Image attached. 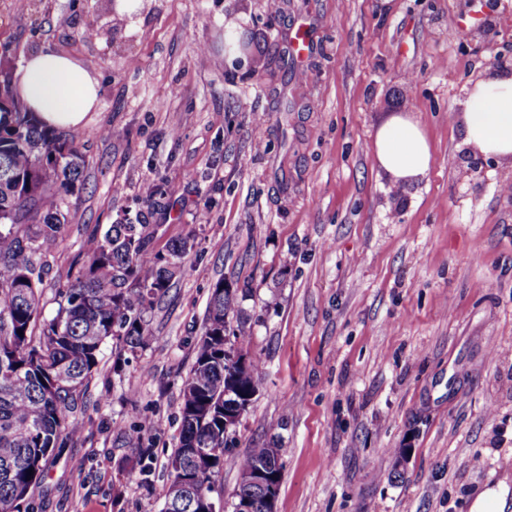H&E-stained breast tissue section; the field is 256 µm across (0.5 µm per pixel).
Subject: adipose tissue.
<instances>
[{
	"instance_id": "obj_1",
	"label": "adipose tissue",
	"mask_w": 512,
	"mask_h": 512,
	"mask_svg": "<svg viewBox=\"0 0 512 512\" xmlns=\"http://www.w3.org/2000/svg\"><path fill=\"white\" fill-rule=\"evenodd\" d=\"M16 96L38 120L59 130L85 125L99 107L92 71L76 59L44 47L26 57L14 73ZM460 135L464 143L486 156L512 161V72L487 75L471 88ZM373 154L394 183L408 184L431 165V146L419 122L402 117L381 125Z\"/></svg>"
}]
</instances>
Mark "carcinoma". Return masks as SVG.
I'll return each instance as SVG.
<instances>
[{
  "mask_svg": "<svg viewBox=\"0 0 512 512\" xmlns=\"http://www.w3.org/2000/svg\"><path fill=\"white\" fill-rule=\"evenodd\" d=\"M85 158L73 136L39 123L20 103L0 112V512L26 503L54 450L80 433L74 402L85 393L103 350L117 341L112 368L148 341L146 314L183 271L192 236L158 250L144 234L145 211L125 212L84 241V260L54 292L56 309H43V257L53 252L68 224V198L79 192ZM143 197L147 208L166 205L160 183ZM239 304V289L213 284L195 360L182 380L179 434L169 460L163 512H207L212 476L224 458V389L237 384L258 392L259 361L224 359V328ZM127 444L149 469L146 431L131 427ZM202 448L213 460L198 469L186 459ZM275 462L268 442L237 460L239 475ZM34 474H29V471Z\"/></svg>",
  "mask_w": 512,
  "mask_h": 512,
  "instance_id": "carcinoma-1",
  "label": "carcinoma"
}]
</instances>
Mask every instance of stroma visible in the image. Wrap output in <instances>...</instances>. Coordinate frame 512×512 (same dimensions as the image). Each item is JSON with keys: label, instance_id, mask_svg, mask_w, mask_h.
<instances>
[{"label": "stroma", "instance_id": "obj_1", "mask_svg": "<svg viewBox=\"0 0 512 512\" xmlns=\"http://www.w3.org/2000/svg\"><path fill=\"white\" fill-rule=\"evenodd\" d=\"M132 2L0 0L1 73L49 46L98 81L46 295L145 181L169 203L147 217L154 246L195 235L146 347L117 372L105 349L33 512H161L181 379L220 279L247 289L236 319L263 364L214 478L223 502L233 458L274 439L277 512H470L512 478V164L464 145L455 119L475 81L512 71V0ZM228 28L251 54L225 52ZM396 115L432 145L405 187L372 154ZM134 423L150 426L144 476Z\"/></svg>", "mask_w": 512, "mask_h": 512}]
</instances>
